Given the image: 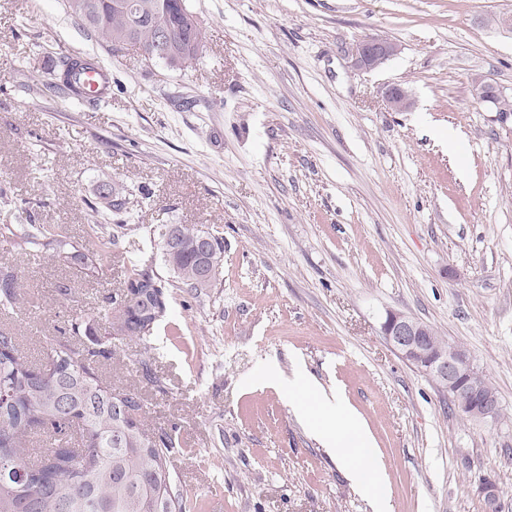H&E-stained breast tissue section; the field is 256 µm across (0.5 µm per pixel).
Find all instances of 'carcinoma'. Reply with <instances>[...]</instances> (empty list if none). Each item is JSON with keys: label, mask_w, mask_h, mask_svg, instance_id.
I'll return each mask as SVG.
<instances>
[{"label": "carcinoma", "mask_w": 512, "mask_h": 512, "mask_svg": "<svg viewBox=\"0 0 512 512\" xmlns=\"http://www.w3.org/2000/svg\"><path fill=\"white\" fill-rule=\"evenodd\" d=\"M67 8L112 47L139 44L160 50L161 60L173 69H187L199 59L196 47L204 33L186 0H67ZM96 67L89 59L67 55L48 77H33V87L86 98L80 75ZM123 192L119 184L103 185L101 206L121 210ZM164 228H156L158 244L175 281H164L142 262L134 263L124 286L108 298L103 314L107 335L146 342L166 314L168 289L198 293L218 280L224 238L211 235L209 251L200 254L194 243L204 231L175 224V250L169 251L161 241ZM9 232L14 244L40 246L60 266L79 265L96 273L103 269L106 248L114 244L109 239L84 252L66 233L41 225L15 224ZM206 271L213 273L208 284L202 281ZM20 281L13 268L0 272L1 307L19 302ZM111 353L105 347L89 348L80 358L69 342L57 341L46 350L56 367L45 378L21 352L17 337L0 330V461L17 465L0 475V512H186L183 497L173 491L168 466L174 439L162 434L147 440L139 393L112 391L88 365ZM37 427L52 430L58 451L34 460L26 438Z\"/></svg>", "instance_id": "obj_1"}]
</instances>
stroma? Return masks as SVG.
Wrapping results in <instances>:
<instances>
[{"mask_svg":"<svg viewBox=\"0 0 512 512\" xmlns=\"http://www.w3.org/2000/svg\"><path fill=\"white\" fill-rule=\"evenodd\" d=\"M187 4L204 48L181 70L112 51L66 0H0V224L26 212L85 248L100 224L116 238L100 275L0 240V267L24 273L0 330L39 367L52 341L106 343L94 368L174 438L187 512H373L269 362L357 414L390 512H485L486 474L512 512V119L476 96L481 80L512 91V0ZM372 36L399 52L354 69ZM63 55L106 68L107 97L36 94L31 77ZM393 85L410 110L390 106ZM111 182L118 213L99 207ZM158 224L223 237L216 286L170 289L146 343L73 333L141 257L167 276ZM390 311L462 344L502 417L460 416L387 345ZM124 187L119 184H104L99 191L101 206L109 211H120L126 203Z\"/></svg>","mask_w":512,"mask_h":512,"instance_id":"1","label":"stroma"}]
</instances>
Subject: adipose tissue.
<instances>
[{
	"label": "adipose tissue",
	"mask_w": 512,
	"mask_h": 512,
	"mask_svg": "<svg viewBox=\"0 0 512 512\" xmlns=\"http://www.w3.org/2000/svg\"><path fill=\"white\" fill-rule=\"evenodd\" d=\"M279 387L297 400L301 415L314 422L349 479L370 497L375 512H386L388 503L371 456V440L354 411L340 396L326 394L302 379L280 382Z\"/></svg>",
	"instance_id": "adipose-tissue-1"
}]
</instances>
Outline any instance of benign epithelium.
<instances>
[{"instance_id": "obj_1", "label": "benign epithelium", "mask_w": 512, "mask_h": 512, "mask_svg": "<svg viewBox=\"0 0 512 512\" xmlns=\"http://www.w3.org/2000/svg\"><path fill=\"white\" fill-rule=\"evenodd\" d=\"M398 51L399 46L393 41L373 37L364 39L357 45L355 66L371 71ZM478 89L495 111H504L501 101L509 98L506 89L485 81L478 84ZM387 100L399 112L409 110L413 104L409 94L399 86L387 90ZM381 329L385 341L398 356L447 392L461 415L482 420L496 417V391L485 379L478 386L468 380L475 368L464 347L455 343L445 349L431 347L430 326L400 312H388Z\"/></svg>"}]
</instances>
